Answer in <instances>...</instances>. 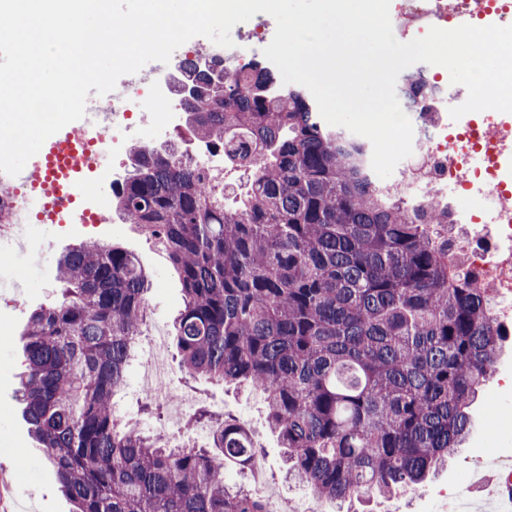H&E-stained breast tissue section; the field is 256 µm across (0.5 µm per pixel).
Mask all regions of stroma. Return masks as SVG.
<instances>
[{"instance_id":"1","label":"stroma","mask_w":512,"mask_h":512,"mask_svg":"<svg viewBox=\"0 0 512 512\" xmlns=\"http://www.w3.org/2000/svg\"><path fill=\"white\" fill-rule=\"evenodd\" d=\"M89 239L127 249L149 273L152 289L148 294L145 333L159 330L164 336H171L172 320L182 305V283L166 253L153 238L116 216L103 230L66 228L54 233L51 248L39 256L0 250V267L20 266L25 270L16 282L0 286V407L6 410L0 416V472L14 476L17 485H33V495L20 503L22 512L72 509L59 489L55 470L45 462L28 431L17 389L28 317L34 310L60 299L56 259L68 248ZM494 316L504 335L494 371L469 405V435L438 474L415 488L374 499L368 505L370 512H443L476 467L488 465L494 459L512 458V303L504 297L496 298ZM137 378L136 367H129L119 397L128 419L151 433L168 423L170 406L141 400L136 391ZM168 378L172 390L191 393L203 408L236 417L245 424L268 461L269 483L284 497L294 501L309 496V489L284 477L282 450L268 426L262 395L246 388L227 389L202 377L190 378L176 366L171 368Z\"/></svg>"}]
</instances>
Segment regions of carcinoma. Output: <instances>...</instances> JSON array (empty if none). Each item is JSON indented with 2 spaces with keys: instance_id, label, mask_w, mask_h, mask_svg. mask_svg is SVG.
Masks as SVG:
<instances>
[{
  "instance_id": "carcinoma-1",
  "label": "carcinoma",
  "mask_w": 512,
  "mask_h": 512,
  "mask_svg": "<svg viewBox=\"0 0 512 512\" xmlns=\"http://www.w3.org/2000/svg\"><path fill=\"white\" fill-rule=\"evenodd\" d=\"M179 97L199 150L244 170L224 203V165L132 148L112 206L179 272L180 369L263 393L288 475L319 500L369 501L418 485L470 429L466 408L503 332L485 271L434 235L452 223L430 194L410 208L369 175L372 145L319 119L306 91L252 58L191 64ZM432 92L421 70L403 98ZM64 297L34 311L24 414L72 512H266L224 479L258 449L236 419L208 448H171L116 418L113 400L146 322L147 276L119 246L81 243L57 262Z\"/></svg>"
}]
</instances>
